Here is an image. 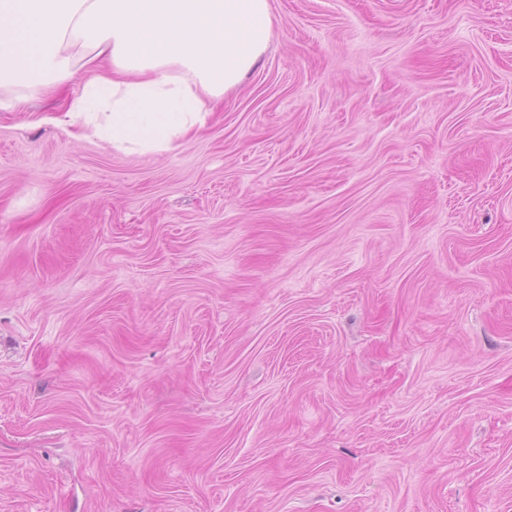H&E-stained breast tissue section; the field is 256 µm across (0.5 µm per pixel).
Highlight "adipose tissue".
<instances>
[{"label":"adipose tissue","mask_w":512,"mask_h":512,"mask_svg":"<svg viewBox=\"0 0 512 512\" xmlns=\"http://www.w3.org/2000/svg\"><path fill=\"white\" fill-rule=\"evenodd\" d=\"M271 33L269 0H0V106L81 74L72 119L113 147L163 150L203 126Z\"/></svg>","instance_id":"adipose-tissue-1"}]
</instances>
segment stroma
<instances>
[{
	"label": "stroma",
	"mask_w": 512,
	"mask_h": 512,
	"mask_svg": "<svg viewBox=\"0 0 512 512\" xmlns=\"http://www.w3.org/2000/svg\"><path fill=\"white\" fill-rule=\"evenodd\" d=\"M192 139L0 108V512H512V0H270Z\"/></svg>",
	"instance_id": "stroma-1"
}]
</instances>
